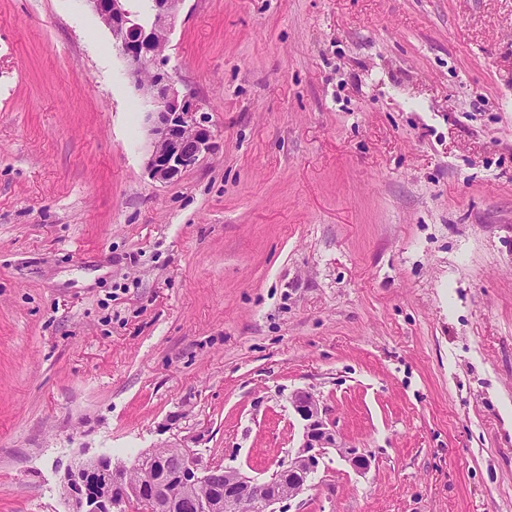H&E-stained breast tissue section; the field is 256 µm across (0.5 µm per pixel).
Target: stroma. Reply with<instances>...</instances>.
Returning <instances> with one entry per match:
<instances>
[{
  "label": "stroma",
  "mask_w": 512,
  "mask_h": 512,
  "mask_svg": "<svg viewBox=\"0 0 512 512\" xmlns=\"http://www.w3.org/2000/svg\"><path fill=\"white\" fill-rule=\"evenodd\" d=\"M213 151L161 184L85 0H0V512L187 437L289 512H512V0H183Z\"/></svg>",
  "instance_id": "1"
}]
</instances>
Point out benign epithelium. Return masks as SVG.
<instances>
[{
  "label": "benign epithelium",
  "instance_id": "7a95c632",
  "mask_svg": "<svg viewBox=\"0 0 512 512\" xmlns=\"http://www.w3.org/2000/svg\"><path fill=\"white\" fill-rule=\"evenodd\" d=\"M112 34L126 72L141 97V110L151 136L146 162L152 179L169 183L213 151L214 135L206 120L197 118L203 104L176 88L165 55L174 20L183 0H151L147 16L132 13L128 0H84ZM303 421L302 440L266 479L239 469L203 463L184 441L142 452L155 458L164 473L174 470L181 493L173 494L165 476L135 481L133 466L112 461L106 453L81 458L65 469L62 485L70 512H179L185 499L196 512H279L282 503L309 487L320 460L333 449L356 472L367 471L371 452L343 441L336 422L314 393L297 390L290 397ZM205 489L201 497L199 488Z\"/></svg>",
  "mask_w": 512,
  "mask_h": 512
}]
</instances>
